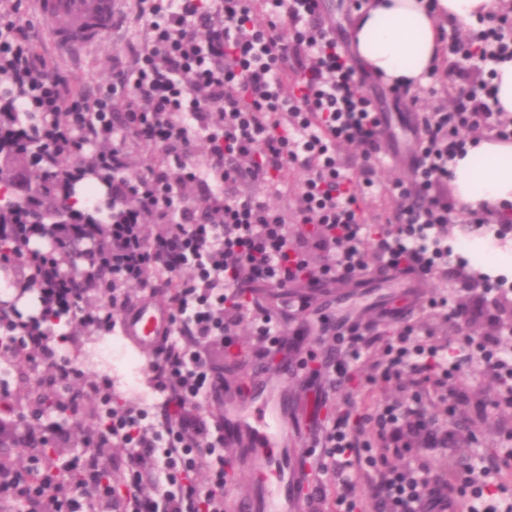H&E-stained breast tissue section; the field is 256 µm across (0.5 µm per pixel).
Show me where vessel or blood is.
I'll return each instance as SVG.
<instances>
[{"instance_id":"b4317fda","label":"vessel or blood","mask_w":512,"mask_h":512,"mask_svg":"<svg viewBox=\"0 0 512 512\" xmlns=\"http://www.w3.org/2000/svg\"><path fill=\"white\" fill-rule=\"evenodd\" d=\"M30 15L43 23V33L59 51L74 56L94 49L111 34L120 0H27ZM375 278L413 295L421 283L413 273L384 269ZM172 331L171 312L155 299L138 301L121 321L126 343L138 351L159 348ZM297 360L283 359L278 378L257 371L244 388H232L224 403V442L254 454L267 485L258 497L231 504V512H304L305 503L294 500L290 486L309 481L308 468L275 456L274 448L288 439V381L301 370Z\"/></svg>"}]
</instances>
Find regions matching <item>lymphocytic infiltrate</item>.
<instances>
[{
    "label": "lymphocytic infiltrate",
    "instance_id": "lymphocytic-infiltrate-1",
    "mask_svg": "<svg viewBox=\"0 0 512 512\" xmlns=\"http://www.w3.org/2000/svg\"><path fill=\"white\" fill-rule=\"evenodd\" d=\"M135 20L142 41L113 53L107 85L89 92L40 48L17 6L0 9V276L34 289V313L0 300V353L29 355L40 381L64 389L56 410L80 422L90 404L105 418L87 434L96 449L74 457L77 483L29 481L0 460V504L24 512H224V429L196 403L224 401L208 345H233L250 323L263 359L282 350L281 328L266 309L247 305L245 286L347 281L378 260L427 275L448 256L449 163L464 149L462 130L493 126L491 84H460L446 105L422 119L410 184L395 183L389 218L396 231L366 228L363 196L336 159L357 144L360 175L372 185L381 120L372 95L353 78L349 38L320 18L318 0H133L121 23ZM462 40L442 33L458 63L473 43L495 60L512 59L497 13ZM151 162L136 168L138 156ZM305 175L296 205L281 177ZM95 182L103 198L82 202L78 186ZM273 195L257 197L255 188ZM326 261L313 265L311 253ZM146 297L174 313L170 341L150 363L160 400L152 410L112 406L107 381L83 374L54 344L61 325L107 335ZM400 321L370 368L406 391L426 383L444 391L453 428L440 431L419 395L376 403L362 416L343 409L314 433L317 471L333 476L309 503L328 512H512V476L496 456L474 463L461 449L469 395L448 391L465 366L447 339L411 344ZM370 329L337 334L321 370L330 387L353 380V360L370 351ZM452 448L445 481L432 480L422 448ZM125 449L111 464L113 449ZM205 471L208 489L187 474ZM157 489L143 494L144 483Z\"/></svg>",
    "mask_w": 512,
    "mask_h": 512
}]
</instances>
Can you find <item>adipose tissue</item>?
<instances>
[{"instance_id": "obj_1", "label": "adipose tissue", "mask_w": 512, "mask_h": 512, "mask_svg": "<svg viewBox=\"0 0 512 512\" xmlns=\"http://www.w3.org/2000/svg\"><path fill=\"white\" fill-rule=\"evenodd\" d=\"M436 5L432 11L425 0H373L354 19L357 62L390 83L424 82L441 59V22L475 23L491 0H436ZM451 185L463 205L512 214V143L468 144L452 168Z\"/></svg>"}]
</instances>
